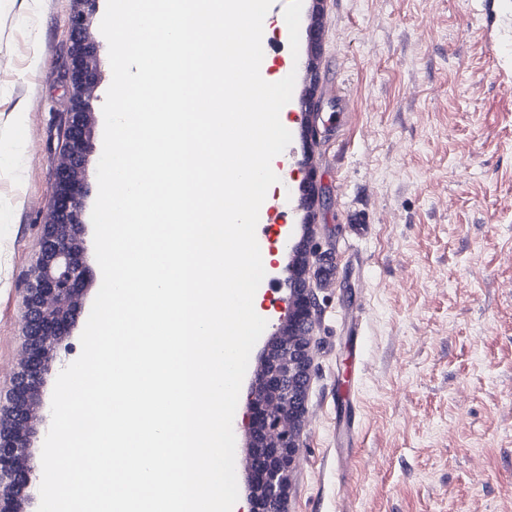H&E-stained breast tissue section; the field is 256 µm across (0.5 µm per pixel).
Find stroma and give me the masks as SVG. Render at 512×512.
<instances>
[{
	"mask_svg": "<svg viewBox=\"0 0 512 512\" xmlns=\"http://www.w3.org/2000/svg\"><path fill=\"white\" fill-rule=\"evenodd\" d=\"M85 9L102 78L106 0H0V402L27 350L25 289L70 108L69 18ZM266 79L296 81L280 119L295 240L317 249L302 455L284 512H512V71L478 0H289L266 20ZM344 85L352 117L303 136ZM318 172V198L306 174ZM363 212L365 232L348 224ZM79 299L31 418L40 457L59 373L101 286ZM362 320L352 342L354 318ZM360 434L336 445L347 407Z\"/></svg>",
	"mask_w": 512,
	"mask_h": 512,
	"instance_id": "stroma-1",
	"label": "stroma"
}]
</instances>
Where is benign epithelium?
I'll return each mask as SVG.
<instances>
[{"mask_svg": "<svg viewBox=\"0 0 512 512\" xmlns=\"http://www.w3.org/2000/svg\"><path fill=\"white\" fill-rule=\"evenodd\" d=\"M72 41L71 108L63 134V162L57 169L48 216L42 225L37 272L26 288L24 318L28 336L27 353L18 372L13 395L0 414L9 426H0V512H22L29 489L39 481L42 464L27 454L32 429L31 405L51 361L47 343L69 334L78 314V299L94 275L84 261L86 251L83 202L87 184L83 178L94 124L92 93L99 83L96 44L88 33L87 16L79 10L70 18ZM294 325L310 326L315 298L308 283L299 285L289 300ZM310 364V345L282 342L280 356L269 373L257 381L266 392L277 395L282 381L299 374ZM293 416L290 402L263 400L258 392L248 396L243 425L261 443L251 444L249 480L264 492V506L250 498L249 512H276L283 476L293 472L301 455L300 442L291 441ZM275 449L282 461L274 468L263 463Z\"/></svg>", "mask_w": 512, "mask_h": 512, "instance_id": "benign-epithelium-1", "label": "benign epithelium"}]
</instances>
